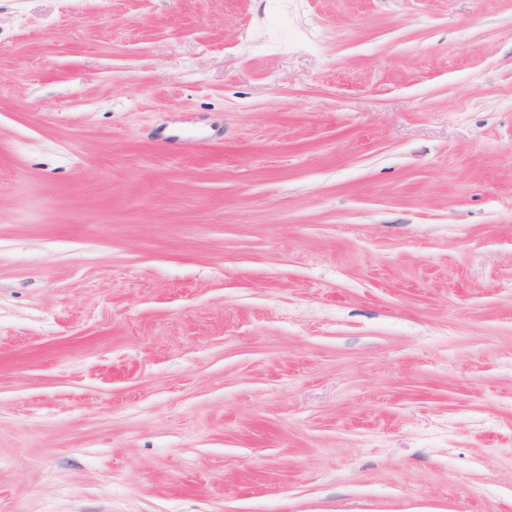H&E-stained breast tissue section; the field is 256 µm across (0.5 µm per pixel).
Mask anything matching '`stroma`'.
<instances>
[{
    "instance_id": "1",
    "label": "stroma",
    "mask_w": 512,
    "mask_h": 512,
    "mask_svg": "<svg viewBox=\"0 0 512 512\" xmlns=\"http://www.w3.org/2000/svg\"><path fill=\"white\" fill-rule=\"evenodd\" d=\"M0 512H512V0H0Z\"/></svg>"
}]
</instances>
